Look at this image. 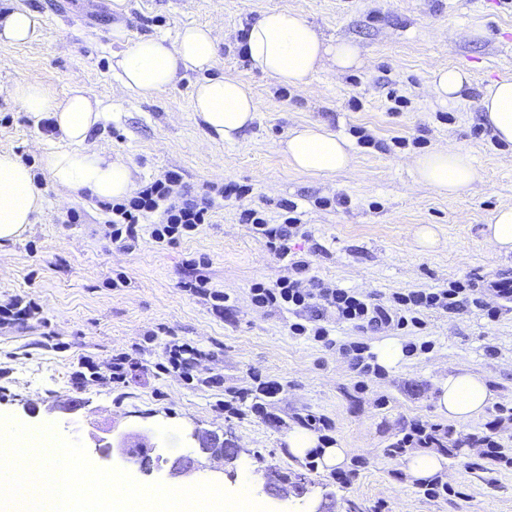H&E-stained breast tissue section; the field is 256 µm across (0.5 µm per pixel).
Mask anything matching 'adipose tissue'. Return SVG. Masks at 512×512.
<instances>
[{"label":"adipose tissue","mask_w":512,"mask_h":512,"mask_svg":"<svg viewBox=\"0 0 512 512\" xmlns=\"http://www.w3.org/2000/svg\"><path fill=\"white\" fill-rule=\"evenodd\" d=\"M108 7L116 18L112 40L122 47L115 59L121 92L148 99L173 85L179 73H205V80L193 93L194 111L213 135L228 142L236 140L252 122L258 104L238 80L210 77L218 56L212 28L188 26L172 39L147 36L133 41L126 23L127 0H108ZM40 29L41 17L35 11L25 6L9 9L0 15V46L30 42ZM241 47L252 70L274 83L300 90L325 62L341 70L359 64L358 52L351 44H326L306 20L285 10L262 15L246 30ZM13 97L33 120L48 117L53 121L60 145L49 155L47 166L56 185L106 201L121 200L131 193L128 164L84 147L88 137L112 119L99 102L78 89L66 101H56L35 75L17 83ZM480 107L497 139L512 144V78L488 87ZM283 150L296 169L310 173L342 171L353 160L348 141L317 124L291 130ZM414 166L420 183L443 194L462 192L476 177L470 155L454 146L417 156ZM44 206L32 169L12 151L0 150V241L19 238ZM438 388V413L460 424L494 400L484 379L468 370L448 375ZM287 443L289 453L300 459L317 451L316 461L326 470L343 468L350 456L346 448H319L317 435L304 428L290 430Z\"/></svg>","instance_id":"1"}]
</instances>
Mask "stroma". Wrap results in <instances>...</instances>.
I'll list each match as a JSON object with an SVG mask.
<instances>
[{"label": "stroma", "mask_w": 512, "mask_h": 512, "mask_svg": "<svg viewBox=\"0 0 512 512\" xmlns=\"http://www.w3.org/2000/svg\"><path fill=\"white\" fill-rule=\"evenodd\" d=\"M17 5L36 11L43 24L34 41L0 48V149L40 174L46 206L20 238L0 242V304L19 296L43 312L0 327V415L55 426L59 436L80 439L94 465H113L142 484L214 482L230 491L247 475L262 486L256 499L268 512H373L380 502L389 512H512V470L474 468L476 448L462 445L446 456L443 478L460 492L451 502L424 497L405 473V458L386 453L408 421L441 422L438 385L457 370L480 374L495 400L469 423L455 425L456 439L482 431L497 406H512V310L493 324L476 309L425 312L422 326L391 337L402 344L427 341L430 350L403 356L361 389L336 348L290 335L295 315L252 306L253 284L273 283L288 269L241 220L242 211L255 209L279 224L283 203L295 202L306 234L292 249L309 260L311 275L381 300L464 278H512V253L494 249L484 235L494 213L512 207V145L494 137L478 105L493 82L512 78V0H128L134 40L172 38L187 25L213 28V75L240 81L259 107L233 143L213 138L193 110L200 73L180 74L148 100L121 93L106 0H0V11ZM270 10L298 13L327 44L352 43L360 65L318 70L303 90L251 70L240 52L241 32ZM448 67L471 77L457 101L440 100L433 89L434 72ZM32 74L57 99L80 89L111 108V122L86 147L126 161L135 186L174 170L193 191L236 184L243 194L217 200L208 223L189 237L159 244L146 234L133 252L113 249L104 235L110 213L99 200L51 181L46 155L57 138L35 126L11 95ZM397 96L405 105L396 112ZM354 98L360 108L351 107ZM307 123L324 124L350 142L348 169L322 174L291 166L282 142ZM360 129L374 145L359 143ZM398 136L409 146L396 148ZM448 145L467 151L477 170L456 197L425 188L413 165L417 156ZM72 209L79 223H65ZM422 225L437 233L433 249L416 242ZM192 259L197 267H189ZM119 270L127 283L115 288L110 281ZM191 272L230 295L233 317L183 290ZM150 330L158 339L129 386L74 384L82 357L107 366ZM173 338L209 352L206 366L223 375V385L194 387L162 370L163 344ZM255 373L281 383L273 410L282 425L248 410L230 418L218 409L225 388L252 386ZM74 392L84 407L71 412L66 399ZM308 412L329 417L336 442L364 461L351 484L339 486L330 472L309 470L289 454L294 416ZM196 429L223 440L222 465L197 455L196 471L171 476L174 461L196 455L190 438ZM128 432L146 436L152 475L139 474L130 461L94 454L95 437Z\"/></svg>", "instance_id": "stroma-1"}]
</instances>
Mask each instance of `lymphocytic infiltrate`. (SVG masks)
Masks as SVG:
<instances>
[{
  "mask_svg": "<svg viewBox=\"0 0 512 512\" xmlns=\"http://www.w3.org/2000/svg\"><path fill=\"white\" fill-rule=\"evenodd\" d=\"M178 172H167L163 178L137 189L129 197L109 203L112 213L108 235L116 248L134 251L140 242V221L147 214L160 212L159 223L151 225L150 236L158 243H173L194 232L206 223L216 200L232 194V187L210 186L207 193L195 197L181 184ZM289 212L283 223H267L257 210L244 211L241 219L253 226L279 259L285 260L292 272L291 277L280 278L267 285L256 283L251 288V301L261 310L285 309L297 314L298 319L289 326L291 335L310 336L318 342H328L330 330L325 323L327 312H335L338 321L347 322L363 330L375 333L402 330L408 326H420L421 314L427 310H440L460 314L469 309L480 310L487 321L494 322L504 311L505 304L512 303V278L501 277L482 283L470 279L449 282L447 287L396 292L386 301L377 302L355 290L339 288L310 276L307 258L292 251L291 241L300 235V225L295 215L296 204H288ZM498 298V305L485 302V294ZM165 360L171 370L186 383L203 386L220 384L221 376L202 375L198 371L205 354L189 342L170 340L164 347ZM250 388H228L227 413H237L240 404H249L256 416L278 425L282 419L268 412L266 401L275 397L279 384L254 375ZM512 420V407L502 406L493 421L487 423L484 432L469 436L468 442L479 450L478 458L485 465L498 469H512V454L501 445L500 427ZM449 436L440 425L423 420L411 421L402 431L401 438L392 443L387 453L390 457L403 456L411 448H443Z\"/></svg>",
  "mask_w": 512,
  "mask_h": 512,
  "instance_id": "lymphocytic-infiltrate-1",
  "label": "lymphocytic infiltrate"
}]
</instances>
